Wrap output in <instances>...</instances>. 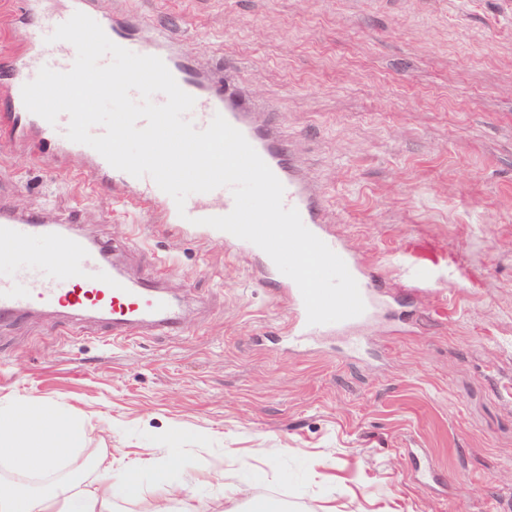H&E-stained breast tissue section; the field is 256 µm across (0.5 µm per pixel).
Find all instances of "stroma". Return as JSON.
<instances>
[{
    "mask_svg": "<svg viewBox=\"0 0 512 512\" xmlns=\"http://www.w3.org/2000/svg\"><path fill=\"white\" fill-rule=\"evenodd\" d=\"M181 30L201 67L228 58L387 307L357 361L339 339L296 351L288 301L218 239L168 232L119 186L0 153V197L122 244L134 277L186 308L183 335L115 343L42 314L0 323V406L79 419L80 456L135 470L146 512L166 483L239 512H512V0H127ZM455 310L450 318L439 307ZM426 450L449 485L418 484Z\"/></svg>",
    "mask_w": 512,
    "mask_h": 512,
    "instance_id": "1",
    "label": "stroma"
}]
</instances>
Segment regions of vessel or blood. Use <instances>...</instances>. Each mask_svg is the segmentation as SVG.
I'll return each mask as SVG.
<instances>
[{
	"label": "vessel or blood",
	"mask_w": 512,
	"mask_h": 512,
	"mask_svg": "<svg viewBox=\"0 0 512 512\" xmlns=\"http://www.w3.org/2000/svg\"><path fill=\"white\" fill-rule=\"evenodd\" d=\"M28 2V12L13 18L22 35L21 47L8 56L13 76L0 83V145L34 152L40 150L43 139L52 138L60 156L82 155L87 175L121 186L126 202L151 212L156 223L196 238L223 237L225 245L252 258L257 283L282 288L290 310L287 329L293 347L302 349L319 338L339 336L348 355L360 356L365 348L362 328L381 302L378 276L327 227L322 216L323 192L306 179L299 159L278 129L256 121V105L244 90L243 77L226 79L197 71L189 53L166 29L143 37L117 13L102 11L97 0ZM77 11L97 21L117 45L140 55L160 57L178 85L194 97L188 118L196 129L206 128L219 114L243 133L283 184L285 207L297 209L304 225L346 263L366 306L362 315L336 323L308 324L298 286L262 249L202 225V218L232 211L234 199L229 188L192 194L184 210H177L174 200L150 177L136 178L117 170L91 147L68 140V115H60L52 125L26 109L21 89L42 67L60 72L71 68L76 57L74 46L65 41L49 42L48 37ZM45 313L99 321L116 340H130L147 331L177 336L183 327L180 303L162 289L157 277H128L109 242L75 232L68 217L22 213L0 202V322ZM414 472L421 485L443 488L444 478L429 460L416 458Z\"/></svg>",
	"instance_id": "b4317fda"
}]
</instances>
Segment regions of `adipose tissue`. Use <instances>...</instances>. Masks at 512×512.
I'll list each match as a JSON object with an SVG mask.
<instances>
[{"label": "adipose tissue", "mask_w": 512, "mask_h": 512, "mask_svg": "<svg viewBox=\"0 0 512 512\" xmlns=\"http://www.w3.org/2000/svg\"><path fill=\"white\" fill-rule=\"evenodd\" d=\"M84 445L80 426L48 405L0 411V512H116L140 495L137 481H114L112 459L97 455L79 478L58 468Z\"/></svg>", "instance_id": "adipose-tissue-1"}]
</instances>
